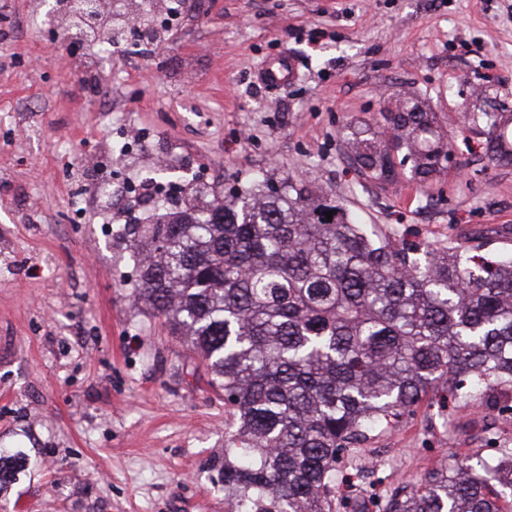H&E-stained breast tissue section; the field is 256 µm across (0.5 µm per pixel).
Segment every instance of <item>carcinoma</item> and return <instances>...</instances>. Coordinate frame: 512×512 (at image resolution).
<instances>
[{
  "label": "carcinoma",
  "mask_w": 512,
  "mask_h": 512,
  "mask_svg": "<svg viewBox=\"0 0 512 512\" xmlns=\"http://www.w3.org/2000/svg\"><path fill=\"white\" fill-rule=\"evenodd\" d=\"M388 172L370 126L348 140ZM414 170H436L425 140ZM231 197L164 207L126 229L137 302L163 319L224 393V512H333L343 454L396 426L428 394L458 407L512 402V257L461 246L410 255L332 193L288 175ZM334 212L332 219L325 213ZM25 466L0 449V492ZM512 448L440 466L385 512H509Z\"/></svg>",
  "instance_id": "obj_1"
}]
</instances>
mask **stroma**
I'll return each instance as SVG.
<instances>
[{"mask_svg": "<svg viewBox=\"0 0 512 512\" xmlns=\"http://www.w3.org/2000/svg\"><path fill=\"white\" fill-rule=\"evenodd\" d=\"M0 15V448L27 458L0 512H224V398L134 305L122 207L108 224L61 221L85 150L110 130L148 136L220 195L290 174L368 230L512 255V160L483 118L512 115V0H195L152 57L113 61L108 113L63 37L44 36L40 0H0ZM280 59L292 77L263 85ZM409 95L450 157L423 177L398 151L390 180L369 178L351 127L388 132ZM502 429L481 407L424 401L361 464L385 497L430 470L423 451L466 465L512 448Z\"/></svg>", "mask_w": 512, "mask_h": 512, "instance_id": "obj_1", "label": "stroma"}]
</instances>
